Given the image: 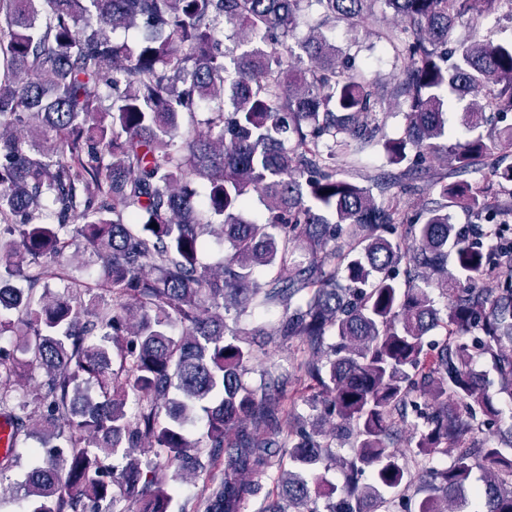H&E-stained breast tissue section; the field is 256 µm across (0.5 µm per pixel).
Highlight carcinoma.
Wrapping results in <instances>:
<instances>
[{"instance_id": "obj_1", "label": "carcinoma", "mask_w": 512, "mask_h": 512, "mask_svg": "<svg viewBox=\"0 0 512 512\" xmlns=\"http://www.w3.org/2000/svg\"><path fill=\"white\" fill-rule=\"evenodd\" d=\"M511 1L0 0V474L38 441L27 512H172L150 455L224 460L179 470L203 485L178 512H512V430L487 435L512 400V275L494 231L473 244L448 212L461 199L481 227L512 211V126H492L512 112V41L448 45ZM378 3L402 24L382 33L404 60L397 138L376 84L321 26L300 35L311 11L354 25ZM226 23L244 38L224 44ZM467 96L469 137L440 143ZM376 148L373 187L339 177L336 158ZM441 154L482 164L486 184L443 185L415 211ZM209 233L229 248L217 266L201 261ZM73 238L98 294L51 272ZM269 308L273 326L241 323ZM282 345L311 419L285 410L275 365L247 379Z\"/></svg>"}]
</instances>
